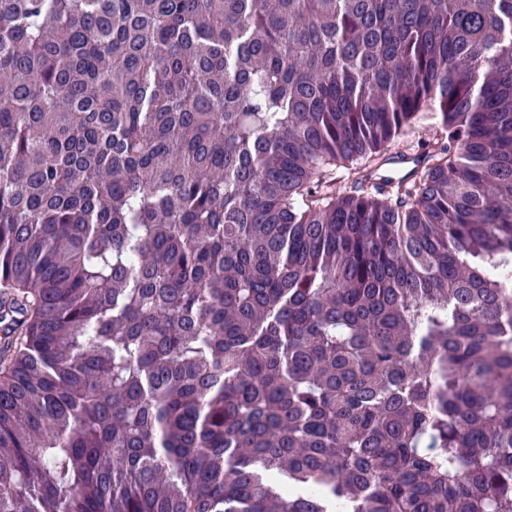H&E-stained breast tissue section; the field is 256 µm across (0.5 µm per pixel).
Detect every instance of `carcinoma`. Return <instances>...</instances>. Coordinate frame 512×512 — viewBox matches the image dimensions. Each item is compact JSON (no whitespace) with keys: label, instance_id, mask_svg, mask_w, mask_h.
Masks as SVG:
<instances>
[{"label":"carcinoma","instance_id":"obj_1","mask_svg":"<svg viewBox=\"0 0 512 512\" xmlns=\"http://www.w3.org/2000/svg\"><path fill=\"white\" fill-rule=\"evenodd\" d=\"M510 271L512 0H0V512H512Z\"/></svg>","mask_w":512,"mask_h":512}]
</instances>
